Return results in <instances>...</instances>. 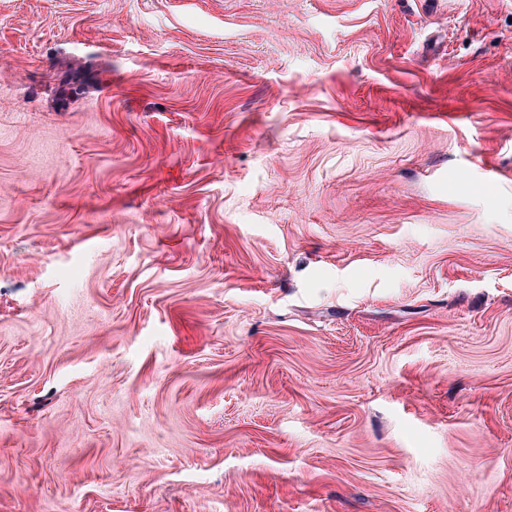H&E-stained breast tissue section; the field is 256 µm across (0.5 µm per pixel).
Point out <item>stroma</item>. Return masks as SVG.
Here are the masks:
<instances>
[{
	"label": "stroma",
	"mask_w": 512,
	"mask_h": 512,
	"mask_svg": "<svg viewBox=\"0 0 512 512\" xmlns=\"http://www.w3.org/2000/svg\"><path fill=\"white\" fill-rule=\"evenodd\" d=\"M0 512H512V0H0Z\"/></svg>",
	"instance_id": "stroma-1"
}]
</instances>
